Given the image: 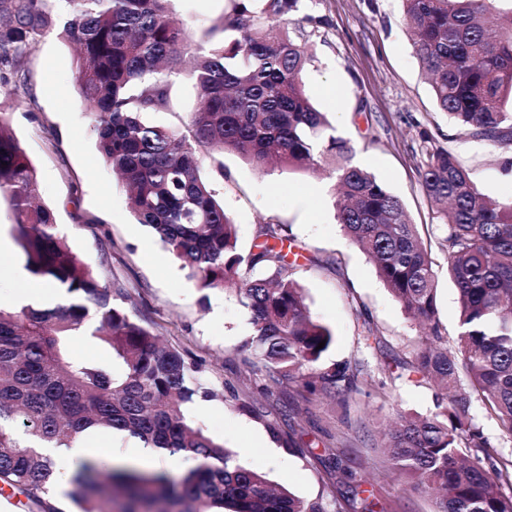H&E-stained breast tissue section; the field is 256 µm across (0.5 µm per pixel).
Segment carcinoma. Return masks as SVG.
<instances>
[{
  "label": "carcinoma",
  "instance_id": "1",
  "mask_svg": "<svg viewBox=\"0 0 512 512\" xmlns=\"http://www.w3.org/2000/svg\"><path fill=\"white\" fill-rule=\"evenodd\" d=\"M170 0H0V70L29 81L24 63L51 15L76 46L74 88L91 106L97 150L129 193L139 223L169 246L201 289L238 285L252 350L271 380L310 395L360 392L344 363H324L330 329L304 304L297 264L278 245L282 225L263 224L262 242L243 254L214 185L201 175L202 152H231L255 169L316 167L329 155L343 202L336 220L367 252L378 277L424 329L414 361L398 362L437 382L444 410L403 417L386 433L398 473L414 489L439 493L437 512H512V460L476 431L470 409L483 404L512 436V204L486 198L448 151L425 147L420 185L436 208L439 244L460 306L457 355L439 346L433 260L401 199L353 163L307 96L310 60L290 35L301 0H231L230 9L192 41ZM413 51L438 108L465 131L512 150V6L495 0H401ZM199 108L177 127L149 119L175 111L173 76L185 63ZM0 196L27 273L62 292L51 309L0 307V485L27 499L29 512H66L49 496L53 463L41 447H71L87 431L128 435L145 448L192 458L180 478L119 467L101 473L85 461L66 498L75 512H329L246 468L196 426L188 405L207 392L196 366L163 346L144 320L122 308V288L103 286L59 235L53 212L37 202L38 181L0 116ZM108 361L72 355L77 338ZM323 348H318L320 342Z\"/></svg>",
  "mask_w": 512,
  "mask_h": 512
}]
</instances>
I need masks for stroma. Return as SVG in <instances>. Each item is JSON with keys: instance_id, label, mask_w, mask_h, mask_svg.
<instances>
[{"instance_id": "35a3bbf8", "label": "stroma", "mask_w": 512, "mask_h": 512, "mask_svg": "<svg viewBox=\"0 0 512 512\" xmlns=\"http://www.w3.org/2000/svg\"><path fill=\"white\" fill-rule=\"evenodd\" d=\"M229 0H172L170 10L192 39H203ZM290 34L311 57L303 73L314 106L355 149L356 165L399 196L435 260L437 317L443 344L457 349L459 304L441 251L436 215L419 173L424 146L448 150L490 198L512 202L503 176L505 151L461 130L437 107L416 58L399 0H306ZM28 91L0 79V113L36 170L40 202L49 207L70 250L103 285L121 287L130 307L170 348L196 363L210 396L188 409L208 435L223 441L241 465L262 471L277 487L307 502H335L337 512H434L432 494L409 490L386 461L383 433L400 416L437 412L433 384L389 367L412 360L420 329L378 279L369 257L335 219V197L321 172L276 168L261 173L234 154L201 155V171L224 198L242 252L253 250L260 225L284 228L283 251L298 276L312 315L334 342L327 363L348 362L366 375L361 393L346 398H301L293 384L269 380L253 352L246 310L234 288L203 290L148 227L137 223L127 195L100 157L90 106L70 89L74 46L57 30L41 38L26 59ZM12 213L0 199V241L12 258L0 262V290L15 287L23 254L11 234ZM372 327L376 351L360 349ZM250 401L242 413L236 398Z\"/></svg>"}]
</instances>
